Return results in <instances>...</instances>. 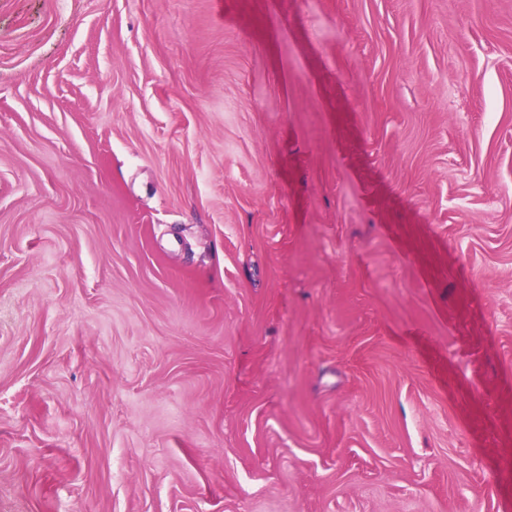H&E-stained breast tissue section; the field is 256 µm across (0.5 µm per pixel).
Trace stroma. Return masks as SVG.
<instances>
[{"label": "stroma", "instance_id": "1", "mask_svg": "<svg viewBox=\"0 0 512 512\" xmlns=\"http://www.w3.org/2000/svg\"><path fill=\"white\" fill-rule=\"evenodd\" d=\"M0 512H512V0H0Z\"/></svg>", "mask_w": 512, "mask_h": 512}]
</instances>
